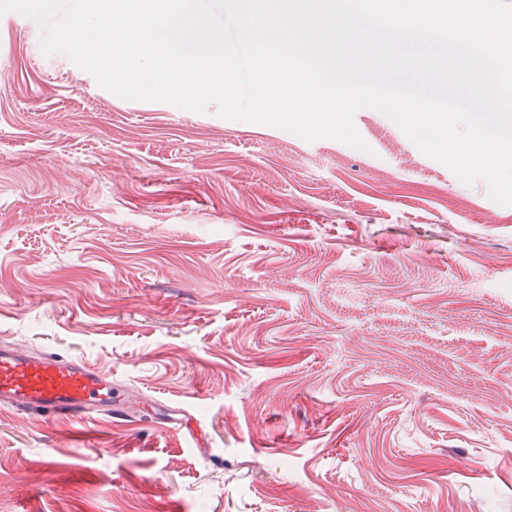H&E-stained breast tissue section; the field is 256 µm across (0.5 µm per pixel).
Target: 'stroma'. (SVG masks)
I'll list each match as a JSON object with an SVG mask.
<instances>
[{
    "mask_svg": "<svg viewBox=\"0 0 512 512\" xmlns=\"http://www.w3.org/2000/svg\"><path fill=\"white\" fill-rule=\"evenodd\" d=\"M40 39L0 16V344L149 404H0V512H512V206L379 111L307 141Z\"/></svg>",
    "mask_w": 512,
    "mask_h": 512,
    "instance_id": "1",
    "label": "stroma"
}]
</instances>
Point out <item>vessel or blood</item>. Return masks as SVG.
Segmentation results:
<instances>
[{"instance_id": "vessel-or-blood-1", "label": "vessel or blood", "mask_w": 512, "mask_h": 512, "mask_svg": "<svg viewBox=\"0 0 512 512\" xmlns=\"http://www.w3.org/2000/svg\"><path fill=\"white\" fill-rule=\"evenodd\" d=\"M0 404L23 416L83 421L115 419L138 408L121 384L83 360L0 345Z\"/></svg>"}]
</instances>
